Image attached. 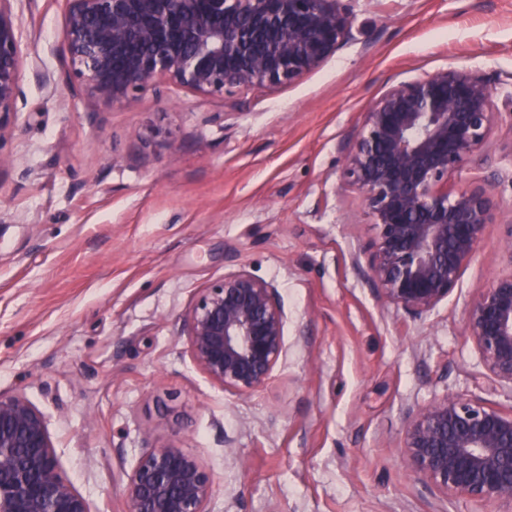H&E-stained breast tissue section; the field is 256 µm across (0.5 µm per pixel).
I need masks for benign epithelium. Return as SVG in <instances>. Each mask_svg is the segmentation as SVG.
<instances>
[{
  "label": "benign epithelium",
  "instance_id": "7a95c632",
  "mask_svg": "<svg viewBox=\"0 0 512 512\" xmlns=\"http://www.w3.org/2000/svg\"><path fill=\"white\" fill-rule=\"evenodd\" d=\"M0 0V141L17 112L23 53L14 11ZM62 59L70 88L99 107L135 104L167 83L223 96L291 83L351 38L354 0H64ZM506 84L448 65L389 87L341 146L347 186L363 199L374 239L369 280L387 304L419 317L455 287L492 223L482 189L448 191V175L486 145ZM278 288L245 269L199 296L183 333L194 363L238 394L266 385L283 356ZM490 378L512 392V271L477 288L465 319ZM403 460L430 493L497 500L512 512V408L447 392L411 409ZM211 471L173 445H153L128 475L127 512H208ZM0 512H91L60 473L45 414L0 392Z\"/></svg>",
  "mask_w": 512,
  "mask_h": 512
}]
</instances>
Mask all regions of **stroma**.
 I'll list each match as a JSON object with an SVG mask.
<instances>
[{
    "mask_svg": "<svg viewBox=\"0 0 512 512\" xmlns=\"http://www.w3.org/2000/svg\"><path fill=\"white\" fill-rule=\"evenodd\" d=\"M15 9L26 68L0 169V392L45 413L91 512H126L154 444L212 472L209 512H500L427 493L400 442L408 410L449 391L512 406L464 329L476 289L512 271V115L448 177L487 190L494 217L447 300L416 318L368 280L375 228L340 145L396 83L450 64L511 78L512 0H355L352 40L292 84H171L99 110L66 88L61 0ZM239 268L287 313L286 353L248 395L212 382L182 331Z\"/></svg>",
    "mask_w": 512,
    "mask_h": 512,
    "instance_id": "obj_1",
    "label": "stroma"
}]
</instances>
